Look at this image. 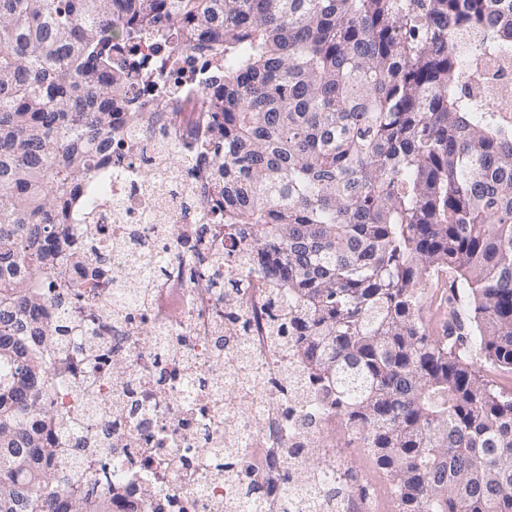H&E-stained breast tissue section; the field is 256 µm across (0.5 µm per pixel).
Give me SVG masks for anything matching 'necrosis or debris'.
<instances>
[{"mask_svg":"<svg viewBox=\"0 0 512 512\" xmlns=\"http://www.w3.org/2000/svg\"><path fill=\"white\" fill-rule=\"evenodd\" d=\"M224 58H179L134 85L138 120L114 115L112 171L96 173L68 237L86 263L109 259L96 287L40 284L46 373L39 421L78 486L109 512H284L311 458L353 482L354 451L324 433L321 392L290 383L288 303L250 260L224 249V199L198 111L221 92Z\"/></svg>","mask_w":512,"mask_h":512,"instance_id":"necrosis-or-debris-1","label":"necrosis or debris"}]
</instances>
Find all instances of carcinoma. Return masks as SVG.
<instances>
[{"label": "carcinoma", "mask_w": 512, "mask_h": 512, "mask_svg": "<svg viewBox=\"0 0 512 512\" xmlns=\"http://www.w3.org/2000/svg\"><path fill=\"white\" fill-rule=\"evenodd\" d=\"M224 54V242L284 288L300 372L398 512H512V120L472 89L512 58V0H0V512H56L37 280L138 118L135 41ZM468 325L433 335L432 277ZM75 490L64 512H92Z\"/></svg>", "instance_id": "carcinoma-1"}]
</instances>
